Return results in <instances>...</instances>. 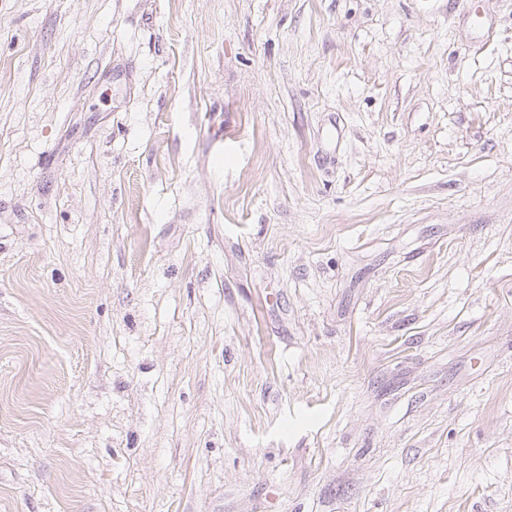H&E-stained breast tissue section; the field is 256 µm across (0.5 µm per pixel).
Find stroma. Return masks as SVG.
Wrapping results in <instances>:
<instances>
[{
  "mask_svg": "<svg viewBox=\"0 0 512 512\" xmlns=\"http://www.w3.org/2000/svg\"><path fill=\"white\" fill-rule=\"evenodd\" d=\"M0 512H512V0H0Z\"/></svg>",
  "mask_w": 512,
  "mask_h": 512,
  "instance_id": "stroma-1",
  "label": "stroma"
}]
</instances>
